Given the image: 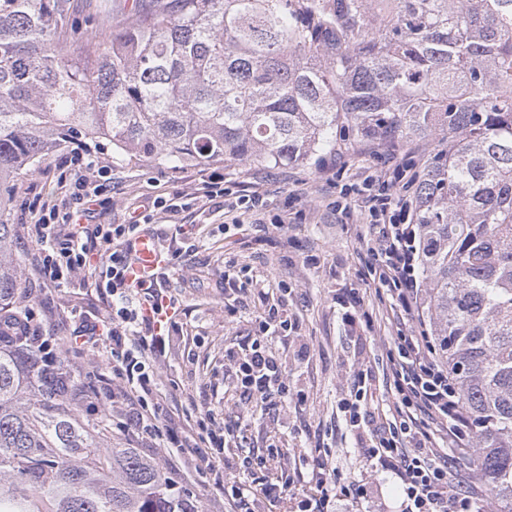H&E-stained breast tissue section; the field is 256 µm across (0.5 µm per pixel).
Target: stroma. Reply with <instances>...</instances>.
<instances>
[{
    "label": "stroma",
    "instance_id": "stroma-1",
    "mask_svg": "<svg viewBox=\"0 0 512 512\" xmlns=\"http://www.w3.org/2000/svg\"><path fill=\"white\" fill-rule=\"evenodd\" d=\"M167 0H74L71 18L86 35H109L124 26L131 15L162 7ZM437 151L435 143L399 139L391 143L368 140L342 144L337 153L317 164L239 165L216 163L224 177L226 206L258 193L266 201L263 214L245 213L230 223L223 209L201 212L191 207L178 216L162 217L160 229L168 244L187 250L185 260L166 258L162 282L180 309L173 346L159 367L158 388L175 426H182V409L218 393V424H241L242 445H229L222 457L228 479L239 476L245 452L262 454L268 445L280 449L277 458L255 470L265 482L288 470L293 478L308 479L318 461L329 460L338 482L366 485L368 494L342 502L341 512H397L400 490L394 475L367 472L359 453L361 439L346 426L342 403L349 397L354 374L361 364L385 359L391 336L401 318L389 307L385 290L364 285L368 257L359 242L366 226L359 204L350 218L332 206L348 176L367 168H391L408 161L426 164ZM111 168L109 202L95 216L99 224L128 223L131 213L145 201L175 194L194 193L206 166L154 165L113 158L101 150ZM58 153L49 154L34 170L24 172L15 184L5 220L24 224L30 207L41 197L60 195ZM281 226H274L272 218ZM192 226L178 234L177 225ZM27 287L36 289L32 306L46 314L47 335L55 342L53 353L63 354L81 381L104 388L112 382L105 361L93 355H76L66 338L81 322L104 313L105 298L90 279L78 275L61 289L38 286L34 245L15 243ZM358 293L359 322L349 326L347 299ZM284 305L292 323L287 345L275 352L288 371L294 390L304 395L300 406L262 412L241 400L232 378L224 374V352L239 349L256 335L257 317L264 307ZM136 448L159 463L178 487L190 491L201 512H230L222 495L205 475L195 470L191 453H171L161 441L145 437Z\"/></svg>",
    "mask_w": 512,
    "mask_h": 512
}]
</instances>
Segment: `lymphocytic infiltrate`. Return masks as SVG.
<instances>
[{"label": "lymphocytic infiltrate", "instance_id": "lymphocytic-infiltrate-1", "mask_svg": "<svg viewBox=\"0 0 512 512\" xmlns=\"http://www.w3.org/2000/svg\"><path fill=\"white\" fill-rule=\"evenodd\" d=\"M71 179L59 197L43 200L31 212L25 233L39 251L38 270L42 285L55 287L73 274L92 279L97 293L109 298L110 312L77 327L69 338L76 353L100 349L112 370V385L93 393L89 403L127 410L125 433H150L164 447L180 451L191 440L203 445L197 468L209 475L211 484L223 494L235 512H251L250 484L227 480L214 464L223 453L232 428H215L211 413L198 407L185 410L188 431L164 424L163 404L155 395L157 379L147 363L166 358L173 338L172 311L175 300L157 278L130 279L134 241L150 234L156 211L178 212L174 200L157 198L147 202L126 224H94L93 207L102 205L100 181L109 166L86 149H74L58 160ZM419 174L414 166L371 169L344 184L336 209L349 214L350 198L361 199L368 232L360 243L370 259L367 276L385 288L407 327L390 340L386 368L393 401L384 422L371 420L368 403L369 376L358 373L345 403V421L351 431L368 430L371 443L361 450L370 471L385 470L401 489L398 512H488V498L478 490L480 473L454 479L450 458L440 456V443L467 454L473 446V426L463 409L448 370L439 360L433 336L423 319V288L417 277L418 227L413 221L411 189ZM259 334L242 350L226 354L228 370L241 397L264 404L271 396L301 403L288 374L268 346L270 337H288V319L281 306L264 309L258 321ZM312 485L297 488L289 474L262 487L272 503L292 502L291 512H336L353 495L349 486L337 482L325 465H318Z\"/></svg>", "mask_w": 512, "mask_h": 512}]
</instances>
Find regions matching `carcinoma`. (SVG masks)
<instances>
[{
  "label": "carcinoma",
  "mask_w": 512,
  "mask_h": 512,
  "mask_svg": "<svg viewBox=\"0 0 512 512\" xmlns=\"http://www.w3.org/2000/svg\"><path fill=\"white\" fill-rule=\"evenodd\" d=\"M70 0H0V216L15 178L80 141L151 164L309 165L339 138L446 143L415 189L439 354L512 512V0H171L105 41ZM0 219V322L25 307ZM75 371L0 339V512H200Z\"/></svg>",
  "instance_id": "carcinoma-1"
}]
</instances>
